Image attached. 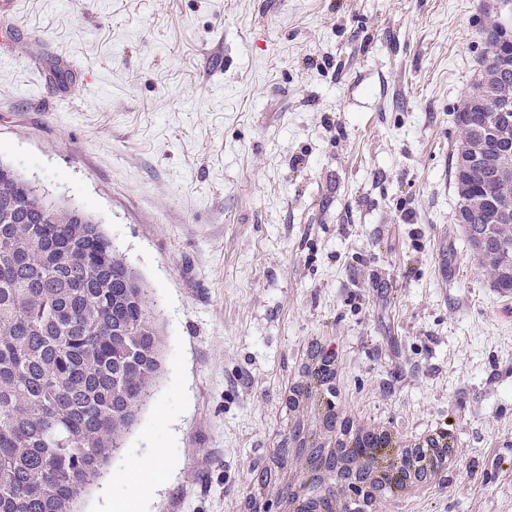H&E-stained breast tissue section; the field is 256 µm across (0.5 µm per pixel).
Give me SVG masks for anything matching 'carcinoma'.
<instances>
[{"mask_svg":"<svg viewBox=\"0 0 512 512\" xmlns=\"http://www.w3.org/2000/svg\"><path fill=\"white\" fill-rule=\"evenodd\" d=\"M512 162V64L483 61L456 113V220L475 235L512 178L460 159L495 123ZM140 276L100 224L0 163V512H79L161 372Z\"/></svg>","mask_w":512,"mask_h":512,"instance_id":"carcinoma-1","label":"carcinoma"}]
</instances>
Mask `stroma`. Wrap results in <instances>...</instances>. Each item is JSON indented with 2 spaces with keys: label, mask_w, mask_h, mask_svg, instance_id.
<instances>
[{
  "label": "stroma",
  "mask_w": 512,
  "mask_h": 512,
  "mask_svg": "<svg viewBox=\"0 0 512 512\" xmlns=\"http://www.w3.org/2000/svg\"><path fill=\"white\" fill-rule=\"evenodd\" d=\"M512 0H16L0 161L143 279L161 372L79 512H241L311 339L460 453L399 512H512V298L456 221V111ZM41 31L13 40V25ZM84 78L54 81L58 59ZM164 449L142 492L132 471Z\"/></svg>",
  "instance_id": "35a3bbf8"
}]
</instances>
